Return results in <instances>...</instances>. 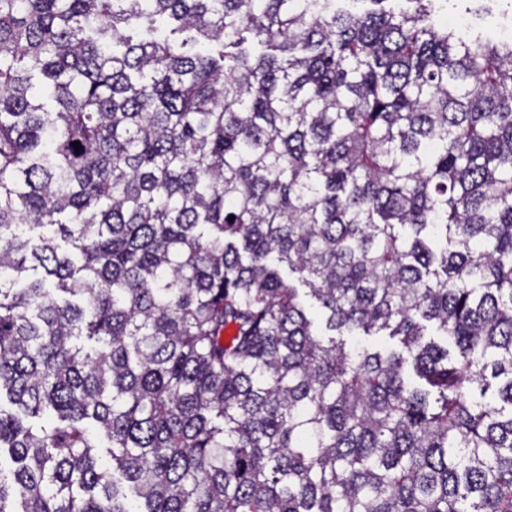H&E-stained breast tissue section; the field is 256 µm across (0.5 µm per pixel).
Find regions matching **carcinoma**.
Segmentation results:
<instances>
[{
    "mask_svg": "<svg viewBox=\"0 0 512 512\" xmlns=\"http://www.w3.org/2000/svg\"><path fill=\"white\" fill-rule=\"evenodd\" d=\"M448 2L0 0V512H512V40ZM464 9H465V6L462 4H458V6H454L451 3L450 5H448V24H455L461 28H465L464 26H461L460 24H458L459 23L458 20L461 17H468L470 20L469 24H471L472 26H477V27L483 29L485 32L496 34L497 28L500 25L507 23L506 20H503L499 16L498 11L495 8H494L493 14L491 16L484 15L481 18H478L472 14H471L472 16L466 15L464 12Z\"/></svg>",
    "mask_w": 512,
    "mask_h": 512,
    "instance_id": "obj_1",
    "label": "carcinoma"
}]
</instances>
